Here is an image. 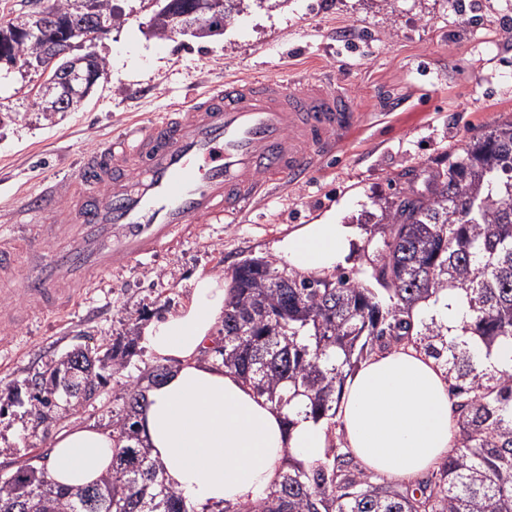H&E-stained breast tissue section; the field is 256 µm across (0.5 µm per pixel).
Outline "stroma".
Wrapping results in <instances>:
<instances>
[{
    "mask_svg": "<svg viewBox=\"0 0 512 512\" xmlns=\"http://www.w3.org/2000/svg\"><path fill=\"white\" fill-rule=\"evenodd\" d=\"M113 3L129 19L87 41L106 67L76 110L44 117L29 106L42 72L0 71V225L122 124L187 106L227 77H326L352 98L358 123L303 186L268 188L237 223L196 225L175 247L90 289L70 314H40L21 330L0 352V473L49 448L29 414L27 382L63 354L140 335L187 299L198 274L228 278L246 259L273 258L275 242L331 213L358 230L342 271L361 277L364 227L401 191L395 174L512 116V0H282L250 5L204 39L152 35L151 0ZM150 365L140 348L125 369L102 368L99 396L76 418L107 424L120 407L113 391Z\"/></svg>",
    "mask_w": 512,
    "mask_h": 512,
    "instance_id": "obj_1",
    "label": "stroma"
}]
</instances>
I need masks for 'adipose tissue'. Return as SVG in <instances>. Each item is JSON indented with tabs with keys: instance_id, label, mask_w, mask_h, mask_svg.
<instances>
[{
	"instance_id": "ef3b65f1",
	"label": "adipose tissue",
	"mask_w": 512,
	"mask_h": 512,
	"mask_svg": "<svg viewBox=\"0 0 512 512\" xmlns=\"http://www.w3.org/2000/svg\"><path fill=\"white\" fill-rule=\"evenodd\" d=\"M353 240V226L331 216L302 225L275 251L288 271L327 277L345 264ZM230 296L229 280L197 276L175 312L142 329L143 346L168 374L146 391L139 434L165 484L199 508L258 499L288 461H314L330 439L325 422L301 415L286 428L287 409L205 355ZM449 384L440 362L413 344L372 354L343 386L336 421L345 447L390 480L436 469L458 432ZM113 451L111 429L68 422L52 438L49 476L88 485L111 468Z\"/></svg>"
}]
</instances>
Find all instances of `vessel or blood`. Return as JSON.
I'll return each mask as SVG.
<instances>
[{
	"mask_svg": "<svg viewBox=\"0 0 512 512\" xmlns=\"http://www.w3.org/2000/svg\"><path fill=\"white\" fill-rule=\"evenodd\" d=\"M356 116L347 93L318 77H250L210 85L189 111L124 125L33 198L34 223L0 226V333L68 311L81 289L194 225L236 223L267 185L308 176Z\"/></svg>",
	"mask_w": 512,
	"mask_h": 512,
	"instance_id": "1",
	"label": "vessel or blood"
}]
</instances>
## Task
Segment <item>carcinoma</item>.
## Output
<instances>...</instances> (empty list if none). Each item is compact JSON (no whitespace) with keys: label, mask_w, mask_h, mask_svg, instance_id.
Returning <instances> with one entry per match:
<instances>
[{"label":"carcinoma","mask_w":512,"mask_h":512,"mask_svg":"<svg viewBox=\"0 0 512 512\" xmlns=\"http://www.w3.org/2000/svg\"><path fill=\"white\" fill-rule=\"evenodd\" d=\"M78 2L47 7L58 19L54 34H64ZM88 2L111 26L127 22L112 0ZM46 51L16 39L0 52V64ZM402 178L406 190L366 229L372 258L364 277H305L272 259H246L233 273L222 332L206 355L276 405L329 421L358 364L413 336L453 380L456 447L438 469L399 484L367 471L333 439L312 464H288L259 499L215 512H512V367L496 368L479 355L483 348L490 356L499 341L512 343V118ZM448 290L466 307L451 339L436 318L415 317L420 303ZM133 347L132 337L112 346L114 369L124 367ZM95 362L96 352L75 348L30 380L31 415L46 422L44 430L99 392L88 385L97 377ZM166 373L155 365L114 394L122 408L109 424L112 470L99 482L53 483L45 456L27 458L0 474V512H194L165 485L139 437L142 383Z\"/></svg>","instance_id":"cac0c4a2"}]
</instances>
